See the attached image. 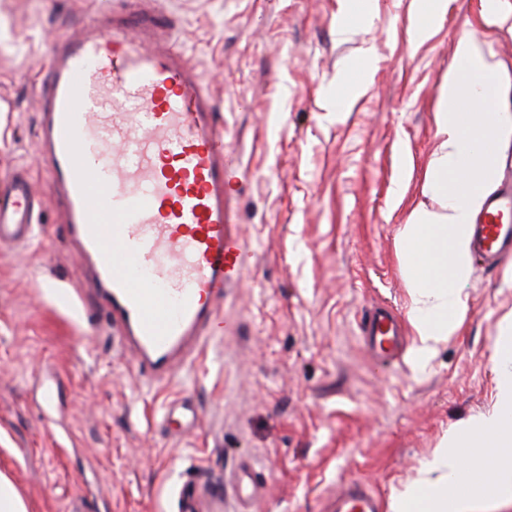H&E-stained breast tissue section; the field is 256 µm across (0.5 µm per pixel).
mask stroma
Returning a JSON list of instances; mask_svg holds the SVG:
<instances>
[{
    "instance_id": "obj_1",
    "label": "stroma",
    "mask_w": 512,
    "mask_h": 512,
    "mask_svg": "<svg viewBox=\"0 0 512 512\" xmlns=\"http://www.w3.org/2000/svg\"><path fill=\"white\" fill-rule=\"evenodd\" d=\"M159 0L221 100L234 232L253 263L224 293V334L177 386L141 381L96 283L58 228L37 151V75L55 41L134 0H0V170L23 164L51 234L0 251V473L29 512H178V492L224 481V512H325L356 478L383 502L415 484L441 440L495 401L512 261L474 266L457 335L420 364L371 360L378 304L409 322L398 233L423 203L440 85L482 0H448L422 42L414 0ZM86 292L67 305L53 287ZM63 424L42 419L44 385ZM179 399L183 435L159 407ZM249 462L264 496L242 504Z\"/></svg>"
}]
</instances>
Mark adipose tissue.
I'll return each mask as SVG.
<instances>
[{
    "label": "adipose tissue",
    "mask_w": 512,
    "mask_h": 512,
    "mask_svg": "<svg viewBox=\"0 0 512 512\" xmlns=\"http://www.w3.org/2000/svg\"><path fill=\"white\" fill-rule=\"evenodd\" d=\"M486 38L464 32L440 87L434 113L437 147L422 192L438 209L413 210L399 233V251L412 297L416 352L432 358L444 337L455 335L466 305L456 292L472 274L470 224L493 183L498 156L481 148L487 137H512V108L500 93L503 65ZM496 348V401L488 413L451 432L431 466L390 512H476L486 501H512V317ZM472 474L464 492L452 496L449 481Z\"/></svg>",
    "instance_id": "ef3b65f1"
}]
</instances>
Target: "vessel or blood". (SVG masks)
Masks as SVG:
<instances>
[{
  "instance_id": "vessel-or-blood-1",
  "label": "vessel or blood",
  "mask_w": 512,
  "mask_h": 512,
  "mask_svg": "<svg viewBox=\"0 0 512 512\" xmlns=\"http://www.w3.org/2000/svg\"><path fill=\"white\" fill-rule=\"evenodd\" d=\"M41 90L38 148L64 228L93 266L137 377L173 383L218 336L224 290L250 265L228 229L220 102L148 0L98 11L81 34L58 39ZM494 179L471 226V248L491 270L512 258V174ZM42 204L28 169L0 175L1 248L34 237ZM363 336L375 360L403 353L387 308L366 317ZM329 512H382V499L353 479Z\"/></svg>"
}]
</instances>
